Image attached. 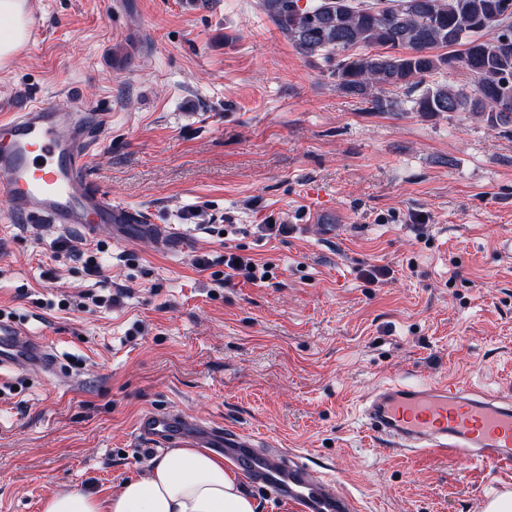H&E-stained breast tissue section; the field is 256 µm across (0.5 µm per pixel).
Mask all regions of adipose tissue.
Listing matches in <instances>:
<instances>
[{
	"label": "adipose tissue",
	"mask_w": 512,
	"mask_h": 512,
	"mask_svg": "<svg viewBox=\"0 0 512 512\" xmlns=\"http://www.w3.org/2000/svg\"><path fill=\"white\" fill-rule=\"evenodd\" d=\"M27 36V0H0L1 64ZM43 512H257V506L223 459L204 448H173L111 495L60 490L45 498Z\"/></svg>",
	"instance_id": "1"
}]
</instances>
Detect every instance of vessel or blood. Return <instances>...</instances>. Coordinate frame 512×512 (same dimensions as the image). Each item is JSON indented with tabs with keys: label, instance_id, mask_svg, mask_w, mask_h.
<instances>
[{
	"label": "vessel or blood",
	"instance_id": "b4317fda",
	"mask_svg": "<svg viewBox=\"0 0 512 512\" xmlns=\"http://www.w3.org/2000/svg\"><path fill=\"white\" fill-rule=\"evenodd\" d=\"M109 125L104 112L79 105L61 108L33 100L17 112L0 114V195L11 216L30 224L75 227L90 238L141 216L113 203L95 188L82 187L91 155ZM160 249L185 250L186 240L157 224ZM22 366L61 377L47 343L0 323V368ZM366 427L387 446L432 457L468 454L500 471H512V393H489L452 379L425 384L394 381L367 398ZM136 435L149 450L190 439L234 464L258 491L288 501L296 512H359L349 491L325 488V478L293 448H267L233 427L190 422L171 411L148 410Z\"/></svg>",
	"mask_w": 512,
	"mask_h": 512
}]
</instances>
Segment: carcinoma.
<instances>
[{"label": "carcinoma", "mask_w": 512, "mask_h": 512, "mask_svg": "<svg viewBox=\"0 0 512 512\" xmlns=\"http://www.w3.org/2000/svg\"><path fill=\"white\" fill-rule=\"evenodd\" d=\"M504 0H262L270 21L303 55L336 59L331 75L367 112H464L512 133V10ZM488 28L498 30L483 38ZM451 67L469 94L425 78ZM402 91L403 99L390 96Z\"/></svg>", "instance_id": "1"}]
</instances>
